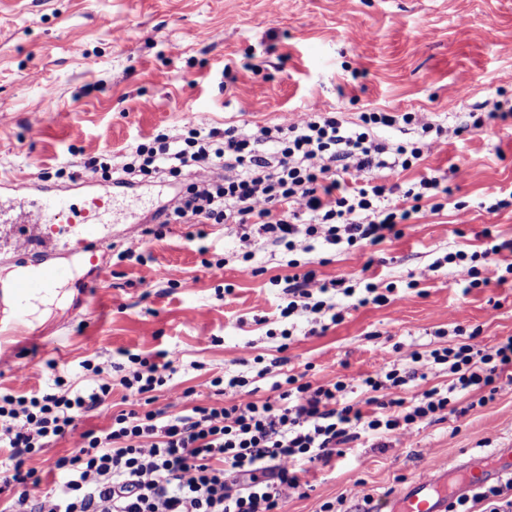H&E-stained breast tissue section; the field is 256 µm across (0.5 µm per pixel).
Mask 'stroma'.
Returning a JSON list of instances; mask_svg holds the SVG:
<instances>
[{
	"label": "stroma",
	"mask_w": 512,
	"mask_h": 512,
	"mask_svg": "<svg viewBox=\"0 0 512 512\" xmlns=\"http://www.w3.org/2000/svg\"><path fill=\"white\" fill-rule=\"evenodd\" d=\"M462 83L469 95L461 100ZM314 107L349 127L382 110L421 112L445 128L416 166L368 174L394 187L390 205L413 211L399 238L374 248L314 240L292 252L264 244L256 275L245 276L234 225L193 239L190 225L172 224L158 238L142 216L123 217L106 229L112 246L96 298L80 305L87 255L66 231H53L76 275L33 314L29 327L41 340L19 343L0 367V388H43L50 359L80 375L92 347L104 358L173 347L177 372L155 405L175 413L189 402L215 403L207 380L256 374L258 355L285 356L284 371L329 380L379 370L399 344L422 352L454 344L458 324L480 328L488 347L512 336V286L466 289L443 261L457 250L482 251L488 227L512 239V0H0L1 177H38L79 202L85 192L68 172L100 155L120 166L145 138L180 133L188 112L214 127L256 129L300 121ZM491 111L495 119L474 129V117ZM455 166L465 175L452 174ZM431 173L447 193L406 199ZM130 247L145 263L118 261ZM433 263L437 271L421 278ZM310 269L356 288L369 275L398 296L346 309L322 333L299 322L283 344L286 279ZM468 402L459 400L466 414L409 436L352 442L332 466L310 469V490L283 512H320L340 497L347 512H366L371 502L393 512L433 463L512 442V384L485 406Z\"/></svg>",
	"instance_id": "stroma-1"
}]
</instances>
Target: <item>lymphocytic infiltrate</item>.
<instances>
[{
    "label": "lymphocytic infiltrate",
    "instance_id": "lymphocytic-infiltrate-1",
    "mask_svg": "<svg viewBox=\"0 0 512 512\" xmlns=\"http://www.w3.org/2000/svg\"><path fill=\"white\" fill-rule=\"evenodd\" d=\"M399 124L412 127L421 144L388 145L373 135L374 129ZM433 129L421 113L385 111L362 113L358 127L349 128L318 108L305 120L253 132L189 121L179 136L159 134L132 147L120 168L96 157L85 168L120 184L136 176L189 175L155 236L171 224L237 225L241 271L251 275L250 261L263 241L291 251L302 238L336 247L377 245L394 234L409 211L387 207L386 185L358 179L389 166L409 169L431 149ZM219 166L226 171L221 181L211 175ZM302 212L310 215L309 223H298ZM505 250L512 251V240L478 254L451 252L445 261L470 287L501 284L499 256ZM284 293L286 339L301 319L340 322L337 295L359 306L389 301L375 284L358 292L340 280L317 279L311 270L289 276ZM455 332L454 345L400 351L392 364L371 374L315 383L300 374L286 376L273 382L271 398H255L247 376H217L209 386L222 404H197L175 414L152 406L154 392L175 371L174 350L154 358L130 352L122 362L94 355L82 361L80 382L57 370L38 391H0V449L8 451L7 462H0V494L7 496L0 512H281L288 500L307 493L300 466L329 465L344 455L346 444L365 435L405 436L458 414L456 393L475 395L480 406L496 398L501 376L512 369V336L488 348L479 330L459 325ZM442 365L452 377L448 388L434 387L408 401L387 397V390L426 378ZM116 383L131 409L113 415L107 428L82 429L81 418L103 407ZM66 437L76 452L55 461L58 479L42 490L41 477L25 461ZM473 502L486 503L485 512H512V480L457 497L448 512H471Z\"/></svg>",
    "mask_w": 512,
    "mask_h": 512
}]
</instances>
